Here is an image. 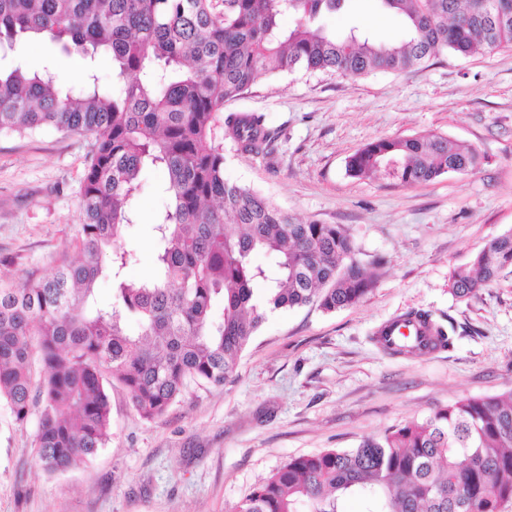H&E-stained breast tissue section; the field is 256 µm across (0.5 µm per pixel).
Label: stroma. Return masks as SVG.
<instances>
[{
    "mask_svg": "<svg viewBox=\"0 0 512 512\" xmlns=\"http://www.w3.org/2000/svg\"><path fill=\"white\" fill-rule=\"evenodd\" d=\"M325 23L403 34L401 17L377 0H349ZM25 53L60 84L84 79L82 61L50 42L29 41ZM224 109L263 114L275 134L257 156L226 149L225 178L302 220L342 225L364 265L383 260L375 287L334 312L268 315L231 380L189 384L159 417L142 418L113 384L107 447L63 473L45 472L33 454L37 415L16 421L1 400L0 512H233L290 458L353 448L461 398L512 390V273L469 300L450 291L453 271L512 230L511 49L444 51L407 72L356 78L279 73ZM426 133L475 148L484 164L412 187L347 175V157L368 142ZM89 152L88 137L52 129L0 135V274L44 279L77 258ZM141 180L124 236L133 279L152 272V225L166 204L161 171ZM411 310L453 324L452 345L400 357L372 341Z\"/></svg>",
    "mask_w": 512,
    "mask_h": 512,
    "instance_id": "35a3bbf8",
    "label": "stroma"
}]
</instances>
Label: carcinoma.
Instances as JSON below:
<instances>
[{
  "label": "carcinoma",
  "mask_w": 512,
  "mask_h": 512,
  "mask_svg": "<svg viewBox=\"0 0 512 512\" xmlns=\"http://www.w3.org/2000/svg\"><path fill=\"white\" fill-rule=\"evenodd\" d=\"M346 0H0V133L52 128L92 137L81 188L80 257L48 279L0 275V398L16 420L39 409L35 453L48 473L93 459L110 431L108 386L127 390L140 416L164 414L188 381L220 385L272 310L308 304L332 312L360 302L383 262L367 270L337 224L302 221L224 177V141L246 154L269 147L263 115L224 104L281 72L361 77L402 72L441 51L468 58L512 49L503 0H379L399 15V41L324 23ZM293 26L282 25L285 17ZM26 35L95 60L104 51L121 86L86 73L76 92L28 67ZM479 153L429 133L369 142L347 173H385L402 186L464 173ZM164 173L167 204L154 224L153 273L131 280L121 240L134 223L140 172ZM263 253L264 268L253 262ZM512 267V231L491 239L451 292L475 297ZM110 270L112 301L95 304ZM224 305L220 318L212 314ZM436 346L449 334L425 311ZM507 512L512 507V390L465 397L364 438L357 447L289 459L235 512Z\"/></svg>",
  "instance_id": "carcinoma-1"
}]
</instances>
